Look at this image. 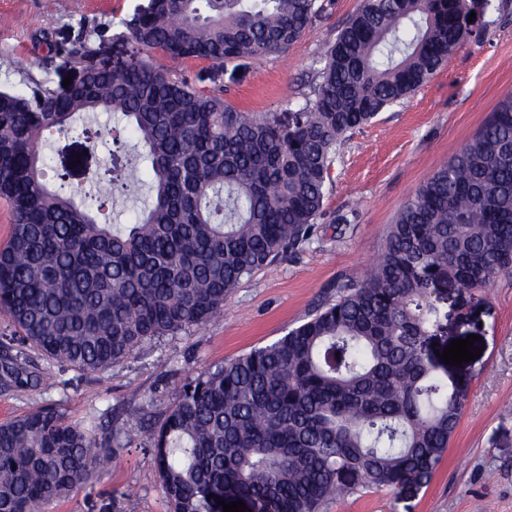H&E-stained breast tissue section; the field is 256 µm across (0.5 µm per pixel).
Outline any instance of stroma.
<instances>
[{"label":"stroma","instance_id":"stroma-1","mask_svg":"<svg viewBox=\"0 0 512 512\" xmlns=\"http://www.w3.org/2000/svg\"><path fill=\"white\" fill-rule=\"evenodd\" d=\"M148 0H0V89L21 91L45 81L61 90L73 68L65 58L88 29L107 34ZM360 0H332L326 12L285 54L249 61L235 74L205 60L154 54L156 67L187 76L199 89L222 85L234 106L253 112L302 104L334 41ZM484 33L460 44L435 76L410 98L381 112L341 148L331 171L316 236L298 253L256 271L208 325L144 344L101 375L68 371L57 389L0 387V422L54 405L76 422L96 416L124 429L111 465L52 503L48 512H169L165 491L140 443L139 424L175 402L184 380L205 368L283 336L325 302L336 285L362 279L382 255L389 227L420 185L469 140L496 104L512 94V0H488ZM135 161L138 146L108 112L83 115L74 132L44 135L51 182L82 190L110 164L114 146ZM78 157L76 165L63 154ZM439 304L442 329L434 341L478 335L481 355L464 363L460 422L431 480L396 492L359 488L324 512H512V272L479 291L449 288Z\"/></svg>","mask_w":512,"mask_h":512}]
</instances>
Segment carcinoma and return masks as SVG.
Wrapping results in <instances>:
<instances>
[{"label": "carcinoma", "instance_id": "cac0c4a2", "mask_svg": "<svg viewBox=\"0 0 512 512\" xmlns=\"http://www.w3.org/2000/svg\"><path fill=\"white\" fill-rule=\"evenodd\" d=\"M325 0H151L112 36L68 54L84 79L0 91V311L16 340L82 374L198 329L241 282L316 235L348 134L430 80L466 37L470 0H362L322 58L312 98L248 112L155 67L151 54L238 67L283 53ZM110 112L142 145L141 176L113 168L121 195L146 193L131 224L97 220L93 199L45 181L50 130ZM512 271V95L400 209L379 261L276 341L187 377L140 428L171 512H219L225 497L276 512H322L359 487L427 484L461 416L458 377L424 356L441 329L432 292L485 288ZM0 384L61 381L3 344ZM122 431L90 430L52 406L0 423V512H45L112 462Z\"/></svg>", "mask_w": 512, "mask_h": 512}]
</instances>
